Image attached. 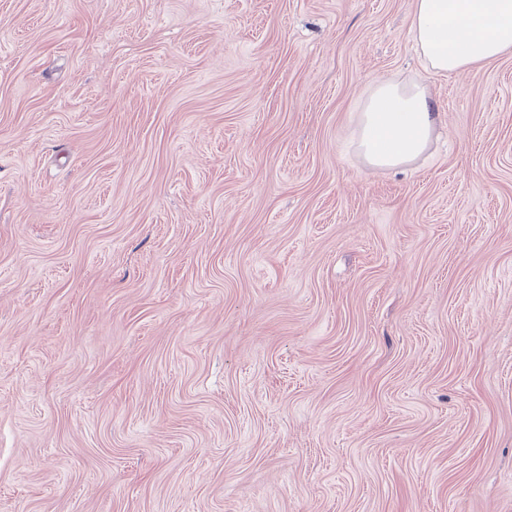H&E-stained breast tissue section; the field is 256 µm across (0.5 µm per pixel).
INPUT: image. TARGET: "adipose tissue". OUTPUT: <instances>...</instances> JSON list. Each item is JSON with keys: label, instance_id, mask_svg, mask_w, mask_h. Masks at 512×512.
<instances>
[{"label": "adipose tissue", "instance_id": "1", "mask_svg": "<svg viewBox=\"0 0 512 512\" xmlns=\"http://www.w3.org/2000/svg\"><path fill=\"white\" fill-rule=\"evenodd\" d=\"M410 32L429 71L460 75L512 52V0H414ZM436 122L425 87L379 83L359 109V152L375 168L409 165L430 148Z\"/></svg>", "mask_w": 512, "mask_h": 512}]
</instances>
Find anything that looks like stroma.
<instances>
[{
    "instance_id": "1",
    "label": "stroma",
    "mask_w": 512,
    "mask_h": 512,
    "mask_svg": "<svg viewBox=\"0 0 512 512\" xmlns=\"http://www.w3.org/2000/svg\"><path fill=\"white\" fill-rule=\"evenodd\" d=\"M413 6L0 0V512H512V53ZM410 32L429 71L460 75L512 52V0H414ZM357 146L375 168L407 166L428 151L438 112L429 91L417 84L381 82L359 109Z\"/></svg>"
}]
</instances>
